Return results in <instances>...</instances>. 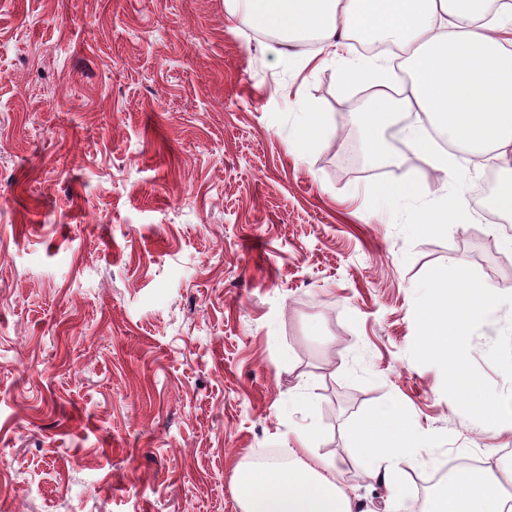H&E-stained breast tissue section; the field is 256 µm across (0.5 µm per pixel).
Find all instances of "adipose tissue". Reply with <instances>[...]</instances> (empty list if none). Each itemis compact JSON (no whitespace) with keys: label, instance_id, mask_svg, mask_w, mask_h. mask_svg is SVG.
Here are the masks:
<instances>
[{"label":"adipose tissue","instance_id":"1","mask_svg":"<svg viewBox=\"0 0 512 512\" xmlns=\"http://www.w3.org/2000/svg\"><path fill=\"white\" fill-rule=\"evenodd\" d=\"M230 16L247 27L275 35L288 45L318 41L319 54L342 59L343 88L371 87L363 111L352 121L363 125V145L378 155L383 127L394 107L387 91L389 67L379 57L354 54L350 38L361 32L391 44L404 55L410 92L403 109L422 113L405 136L443 177H455L453 154L439 150L436 136L448 137L478 156L498 163L502 175L494 209L512 215V0H224ZM296 147L309 152L326 135L325 115L309 100L297 103ZM474 219L465 190L417 208L416 224H468ZM429 301L420 309L427 328L422 343L438 352L463 345L473 323L494 310L492 284L440 272ZM469 404L485 415L491 428H512V402L487 396L458 359L448 361ZM353 461L383 480L392 497L402 490L393 475L427 462L425 444L408 432L397 410L388 406L354 431ZM289 449L287 463L240 467L235 481L242 512H359L350 489L338 480L335 460L319 455L312 436L302 433ZM501 477L488 467L454 481L449 494L437 498L431 512H504Z\"/></svg>","mask_w":512,"mask_h":512}]
</instances>
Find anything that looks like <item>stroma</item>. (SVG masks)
Listing matches in <instances>:
<instances>
[{
	"label": "stroma",
	"instance_id": "stroma-1",
	"mask_svg": "<svg viewBox=\"0 0 512 512\" xmlns=\"http://www.w3.org/2000/svg\"><path fill=\"white\" fill-rule=\"evenodd\" d=\"M224 0H0V512H240L235 470L308 431L362 512H414L350 462L382 401L423 437L420 476L469 460L512 473L421 346L440 271L495 283L459 354L512 396V224L484 216L489 172L460 155L482 220L423 228L373 184L418 169L358 133L337 64L312 70ZM328 134L298 153L296 99Z\"/></svg>",
	"mask_w": 512,
	"mask_h": 512
}]
</instances>
